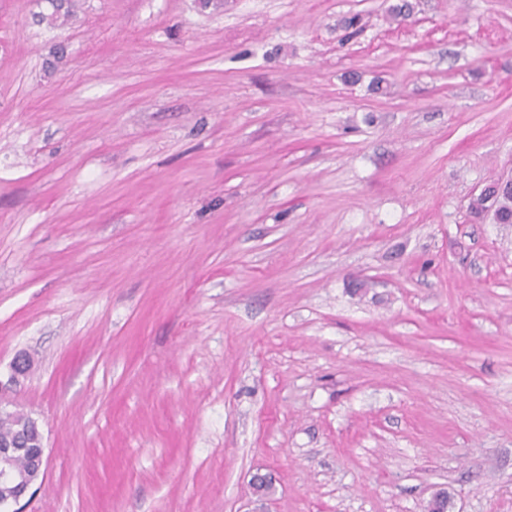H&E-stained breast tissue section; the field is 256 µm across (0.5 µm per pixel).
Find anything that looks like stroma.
I'll return each mask as SVG.
<instances>
[{
    "label": "stroma",
    "instance_id": "obj_1",
    "mask_svg": "<svg viewBox=\"0 0 512 512\" xmlns=\"http://www.w3.org/2000/svg\"><path fill=\"white\" fill-rule=\"evenodd\" d=\"M51 13L0 0L25 512H512V0ZM40 430L35 420L28 414L16 411L13 414L0 416V441L22 440L28 442L31 448H35L37 453L36 463L39 474H43L45 470V445L41 435L38 441Z\"/></svg>",
    "mask_w": 512,
    "mask_h": 512
}]
</instances>
